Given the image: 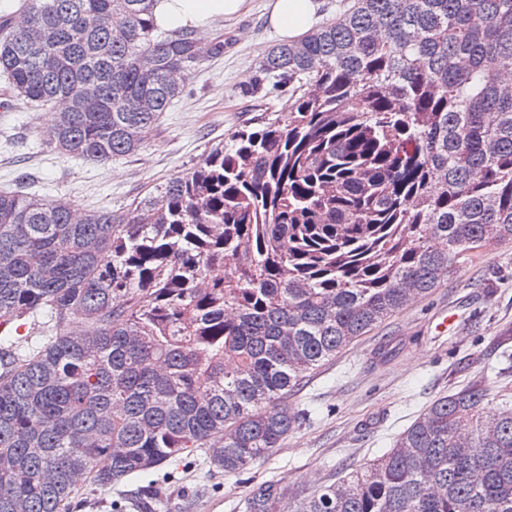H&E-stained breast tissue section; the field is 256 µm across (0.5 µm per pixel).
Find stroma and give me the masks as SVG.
Instances as JSON below:
<instances>
[{"instance_id":"obj_1","label":"stroma","mask_w":512,"mask_h":512,"mask_svg":"<svg viewBox=\"0 0 512 512\" xmlns=\"http://www.w3.org/2000/svg\"><path fill=\"white\" fill-rule=\"evenodd\" d=\"M268 4L245 0L236 16L192 21L201 40L223 37L224 52L201 69L136 154L106 163L67 158L39 137L51 107L0 111V192L121 212L262 112L287 122V93L260 70L281 41L268 24ZM474 384L489 389V408L512 405V244L464 262L427 298L308 372L285 399L299 424L268 459L222 476L199 451L180 465L176 484L164 485L160 468L109 493L83 490L77 512H112L116 499L126 512H244L245 498L261 484L275 485L280 512H290L301 495L380 456L435 399Z\"/></svg>"}]
</instances>
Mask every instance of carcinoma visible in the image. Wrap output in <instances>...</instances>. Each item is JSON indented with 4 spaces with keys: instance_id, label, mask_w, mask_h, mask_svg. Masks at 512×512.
I'll list each match as a JSON object with an SVG mask.
<instances>
[{
    "instance_id": "carcinoma-1",
    "label": "carcinoma",
    "mask_w": 512,
    "mask_h": 512,
    "mask_svg": "<svg viewBox=\"0 0 512 512\" xmlns=\"http://www.w3.org/2000/svg\"><path fill=\"white\" fill-rule=\"evenodd\" d=\"M0 13L8 109L104 163L145 147L224 51L160 34L158 0H18ZM261 70L291 90L131 211L0 193V512H73L184 454L236 475L281 447L306 373L512 244V0H351ZM433 401L297 512H512V408ZM273 485L246 512H278Z\"/></svg>"
}]
</instances>
